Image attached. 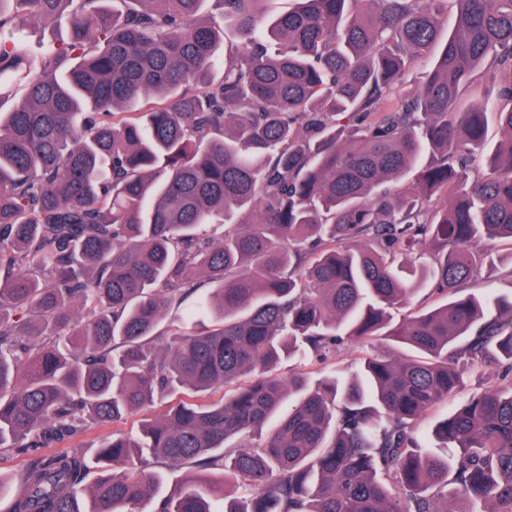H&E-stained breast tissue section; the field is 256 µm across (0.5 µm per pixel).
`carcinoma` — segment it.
Listing matches in <instances>:
<instances>
[{
  "label": "carcinoma",
  "mask_w": 512,
  "mask_h": 512,
  "mask_svg": "<svg viewBox=\"0 0 512 512\" xmlns=\"http://www.w3.org/2000/svg\"><path fill=\"white\" fill-rule=\"evenodd\" d=\"M214 2L0 0V453L32 456L8 512H512V380L442 450L419 434L467 370L512 371V296L465 293L512 244V0ZM479 75L500 107L459 109ZM183 309L212 325L162 326ZM345 338L354 374L277 376ZM90 424L115 429L41 452Z\"/></svg>",
  "instance_id": "carcinoma-1"
}]
</instances>
